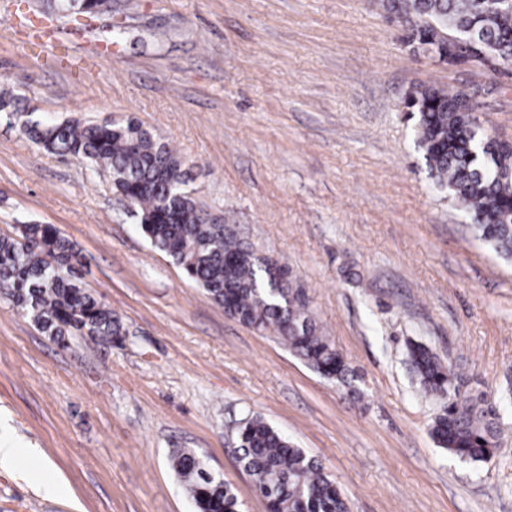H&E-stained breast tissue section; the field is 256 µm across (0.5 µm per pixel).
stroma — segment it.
<instances>
[{
    "label": "stroma",
    "mask_w": 512,
    "mask_h": 512,
    "mask_svg": "<svg viewBox=\"0 0 512 512\" xmlns=\"http://www.w3.org/2000/svg\"><path fill=\"white\" fill-rule=\"evenodd\" d=\"M474 85L480 122L512 142V76L412 55L374 0H112L98 16L0 0V88L17 100L0 112V236L53 225L125 333L61 342L0 294V445L32 449L29 467L58 483L0 464V512H194L178 448L240 512H267L237 460L255 414L322 465L350 512H512V258L435 188L403 112L410 90ZM43 117H131L174 149L194 200L288 267L345 382L226 315L107 174L22 134ZM411 342L495 410L490 461L434 440L445 400L417 385Z\"/></svg>",
    "instance_id": "1"
}]
</instances>
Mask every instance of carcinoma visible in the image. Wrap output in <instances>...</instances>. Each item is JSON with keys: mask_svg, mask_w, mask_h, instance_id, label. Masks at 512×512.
Masks as SVG:
<instances>
[{"mask_svg": "<svg viewBox=\"0 0 512 512\" xmlns=\"http://www.w3.org/2000/svg\"><path fill=\"white\" fill-rule=\"evenodd\" d=\"M402 27V41L416 51L428 43L430 25L463 35L487 58L512 60V8L494 0H378ZM65 14L112 11V0H55ZM463 92L426 87L404 99L416 146L434 185L475 220L479 237L499 255L512 257V149L485 139L474 125L475 108L459 106ZM23 133L62 159L78 158L106 172L113 187L131 197L139 229L216 304L227 305L242 324L271 332L310 368L342 380L348 368L308 311L305 295L286 276L269 281L270 260L232 257L251 250L224 217L185 195L184 163L167 144L133 118L101 123L77 119L30 121ZM80 254L47 224H23L15 237H0V287L43 332L61 338L73 331L106 341L122 339V324L107 305L73 279ZM416 382L429 395L448 396L432 434L456 457L487 462L494 456L495 414L470 399L449 398L455 371L427 346H408ZM239 462L255 478L269 512H348L322 466L260 416L241 421ZM172 468L186 484L197 512H238L237 497L210 477L192 450L180 448Z\"/></svg>", "mask_w": 512, "mask_h": 512, "instance_id": "1", "label": "carcinoma"}]
</instances>
